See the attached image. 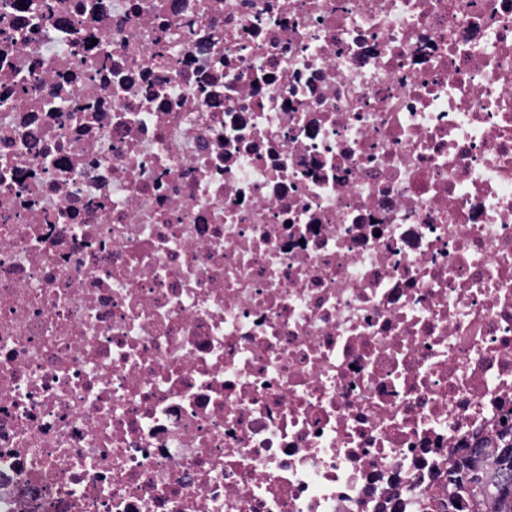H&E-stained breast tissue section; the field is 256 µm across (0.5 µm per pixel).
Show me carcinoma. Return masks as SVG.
<instances>
[{"instance_id":"obj_1","label":"carcinoma","mask_w":512,"mask_h":512,"mask_svg":"<svg viewBox=\"0 0 512 512\" xmlns=\"http://www.w3.org/2000/svg\"><path fill=\"white\" fill-rule=\"evenodd\" d=\"M448 483L459 499L470 500L471 512H512V439L491 465L473 449L448 470Z\"/></svg>"}]
</instances>
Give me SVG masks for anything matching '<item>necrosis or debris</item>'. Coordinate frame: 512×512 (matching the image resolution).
Wrapping results in <instances>:
<instances>
[{
	"label": "necrosis or debris",
	"instance_id": "4bbe7bcc",
	"mask_svg": "<svg viewBox=\"0 0 512 512\" xmlns=\"http://www.w3.org/2000/svg\"><path fill=\"white\" fill-rule=\"evenodd\" d=\"M512 427V0H0V512H468Z\"/></svg>",
	"mask_w": 512,
	"mask_h": 512
}]
</instances>
